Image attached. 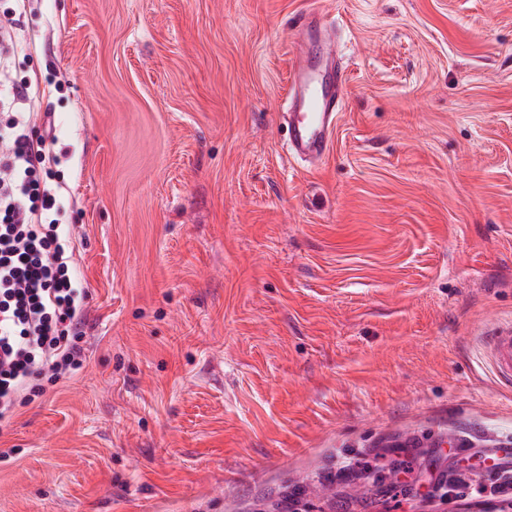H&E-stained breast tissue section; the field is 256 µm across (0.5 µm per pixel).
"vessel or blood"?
Listing matches in <instances>:
<instances>
[{"label": "vessel or blood", "instance_id": "b4317fda", "mask_svg": "<svg viewBox=\"0 0 512 512\" xmlns=\"http://www.w3.org/2000/svg\"><path fill=\"white\" fill-rule=\"evenodd\" d=\"M331 69L309 64L305 53H298L289 75L288 151L312 160L329 152L336 116L346 92L347 81L339 66L338 49L326 41ZM490 345L497 375L502 383L512 382V328H496Z\"/></svg>", "mask_w": 512, "mask_h": 512}]
</instances>
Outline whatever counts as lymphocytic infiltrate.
I'll list each match as a JSON object with an SVG mask.
<instances>
[{"label": "lymphocytic infiltrate", "mask_w": 512, "mask_h": 512, "mask_svg": "<svg viewBox=\"0 0 512 512\" xmlns=\"http://www.w3.org/2000/svg\"><path fill=\"white\" fill-rule=\"evenodd\" d=\"M27 48L14 19L0 21V433L20 406L86 361L88 293L49 170L56 136L40 118L38 83L13 76Z\"/></svg>", "instance_id": "f902f5d3"}]
</instances>
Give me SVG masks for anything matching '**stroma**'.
<instances>
[{"instance_id": "35a3bbf8", "label": "stroma", "mask_w": 512, "mask_h": 512, "mask_svg": "<svg viewBox=\"0 0 512 512\" xmlns=\"http://www.w3.org/2000/svg\"><path fill=\"white\" fill-rule=\"evenodd\" d=\"M333 142L290 160L293 26ZM86 367L0 435V512H512V0H32ZM489 340L497 375L508 385L512 382V328H496ZM512 467V448H500L499 453L490 459L487 471L498 473L509 466ZM490 494L500 497H511L512 494V470L502 471L491 486Z\"/></svg>"}]
</instances>
